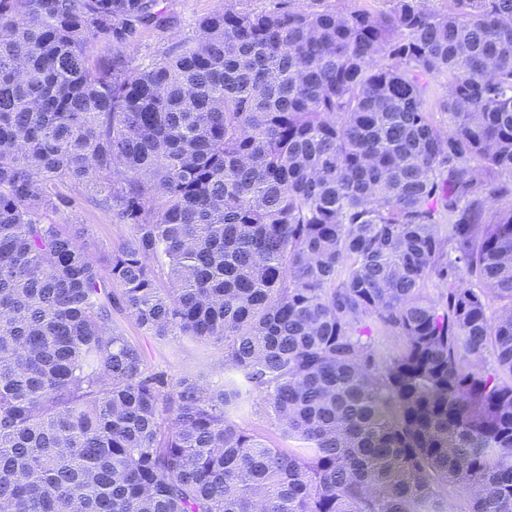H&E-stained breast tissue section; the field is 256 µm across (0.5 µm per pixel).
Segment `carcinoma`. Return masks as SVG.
I'll list each match as a JSON object with an SVG mask.
<instances>
[{
  "label": "carcinoma",
  "instance_id": "carcinoma-1",
  "mask_svg": "<svg viewBox=\"0 0 512 512\" xmlns=\"http://www.w3.org/2000/svg\"><path fill=\"white\" fill-rule=\"evenodd\" d=\"M337 4L134 69L158 0H0V512H512V0ZM66 182L132 229L104 274ZM112 320L127 339L142 350L150 371L197 375L204 386L224 380V361L218 360L222 355L211 344L191 342L179 336H150L124 311H112ZM239 425L250 432L266 437L268 441L281 448L291 447L294 443L284 439L280 431L272 424L265 414L262 405H255L249 413L237 419Z\"/></svg>",
  "mask_w": 512,
  "mask_h": 512
}]
</instances>
